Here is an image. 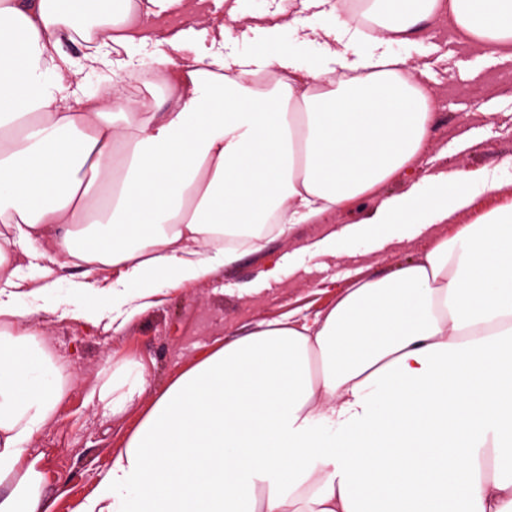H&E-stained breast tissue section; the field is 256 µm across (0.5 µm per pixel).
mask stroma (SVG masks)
Returning <instances> with one entry per match:
<instances>
[{"label":"stroma","mask_w":512,"mask_h":512,"mask_svg":"<svg viewBox=\"0 0 512 512\" xmlns=\"http://www.w3.org/2000/svg\"><path fill=\"white\" fill-rule=\"evenodd\" d=\"M287 0H217L208 13L226 17L235 9L238 23L224 51L246 56L265 46L292 57L303 67L319 64L322 41H302L293 29L278 24L277 11ZM156 41L133 43L122 50L128 75L144 70L151 61L178 59L191 44L211 42L214 28L180 12L155 20ZM183 32L187 40L173 48L169 40ZM390 53L409 65L429 64L430 89L438 108L423 164L388 182L382 189L350 207L325 212L316 221L296 225L285 236H267L259 250L242 252L230 267L193 280L155 283L153 303L123 327L112 325V303L103 296L115 273L97 274L100 294L79 290L81 269H57L54 287L39 298L20 296V304L33 306V328L59 359L60 374L67 382L66 396L51 423L33 440L43 453L46 492L58 500L56 512H79L97 487L112 453L139 420L145 407L180 372L209 355L217 345L246 336L263 320L289 315L314 318L335 305L351 281L347 270L367 276L393 273L408 259L417 257L432 237L452 232L454 225L473 224L489 210L512 204V61L487 59L477 49L454 36L446 16L440 15L407 40L388 44ZM494 116H486L487 107ZM460 169L486 172L499 185L494 193L475 197L466 210L451 220L431 225L429 234L405 233L387 250L368 243L344 242L335 255L314 256L310 243L344 224H358L371 216L383 199L414 189H425L429 177ZM280 260L284 271L277 281L262 276L265 262ZM79 312L104 311L101 322L61 320L60 304ZM128 385L143 382L138 404L117 416H108L93 393L106 382Z\"/></svg>","instance_id":"1"}]
</instances>
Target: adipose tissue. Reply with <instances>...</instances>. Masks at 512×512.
<instances>
[{
    "label": "adipose tissue",
    "instance_id": "1",
    "mask_svg": "<svg viewBox=\"0 0 512 512\" xmlns=\"http://www.w3.org/2000/svg\"><path fill=\"white\" fill-rule=\"evenodd\" d=\"M0 0V512H54L32 440L65 386L15 302L21 257L53 239L69 266L146 282L233 264L243 232L278 236L344 207L424 157L436 101L391 54L365 53L337 11L308 69L266 49L230 61L199 46L81 95L107 50L151 40L171 4ZM373 38L440 13L455 37L512 56V0H359ZM92 43L81 61L63 40ZM275 72L273 84L252 76ZM175 90L160 105L154 88ZM496 183L479 170L382 201L340 238L391 244L466 209ZM333 427L319 434L316 424ZM81 512H512V209L461 225L393 274L358 277L313 320L262 322L157 395Z\"/></svg>",
    "mask_w": 512,
    "mask_h": 512
}]
</instances>
